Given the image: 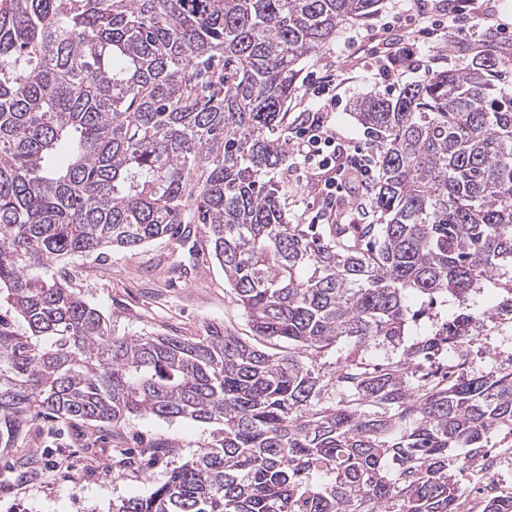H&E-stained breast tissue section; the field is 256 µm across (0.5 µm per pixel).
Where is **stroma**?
Returning a JSON list of instances; mask_svg holds the SVG:
<instances>
[{"mask_svg": "<svg viewBox=\"0 0 512 512\" xmlns=\"http://www.w3.org/2000/svg\"><path fill=\"white\" fill-rule=\"evenodd\" d=\"M447 19L451 0H383L369 20L340 27L335 38L300 62L302 74L330 71L336 78L331 118L338 140L374 155L376 148L352 116L355 99L381 91L366 61L371 46L385 47L395 35L410 36L419 11ZM512 28V0H474L451 39H434L420 56L439 58L451 43L469 42L489 26ZM281 202L291 223L306 224L325 211L324 177L305 168L296 152L277 174ZM66 283L97 308L119 336L205 335L228 327L252 338L248 319L224 281L209 243L189 245L162 238L103 255H75L52 266ZM512 366V335L493 330L473 342L466 370ZM214 424L191 419L130 417L120 430L105 423L40 417L29 422L12 447H0V512H111L130 497L148 496L173 469L204 451ZM497 453L493 474L464 472L458 512H482L481 499L512 491V431L491 435Z\"/></svg>", "mask_w": 512, "mask_h": 512, "instance_id": "1", "label": "stroma"}]
</instances>
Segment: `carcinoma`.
I'll return each mask as SVG.
<instances>
[{
    "label": "carcinoma",
    "mask_w": 512,
    "mask_h": 512,
    "mask_svg": "<svg viewBox=\"0 0 512 512\" xmlns=\"http://www.w3.org/2000/svg\"><path fill=\"white\" fill-rule=\"evenodd\" d=\"M380 2L0 0V296L47 341L22 351L0 330V447L40 415L192 419L219 425L206 451L117 512H456L453 450L494 465L512 366L432 384L419 359L512 321V41L450 45L448 68L356 100L377 150L358 223H288L275 181L301 59ZM184 224L254 335L288 349L215 326L114 336L33 272ZM412 294L449 311L407 346L425 313ZM380 343L402 355L364 362ZM483 512H512V495Z\"/></svg>",
    "instance_id": "cac0c4a2"
}]
</instances>
